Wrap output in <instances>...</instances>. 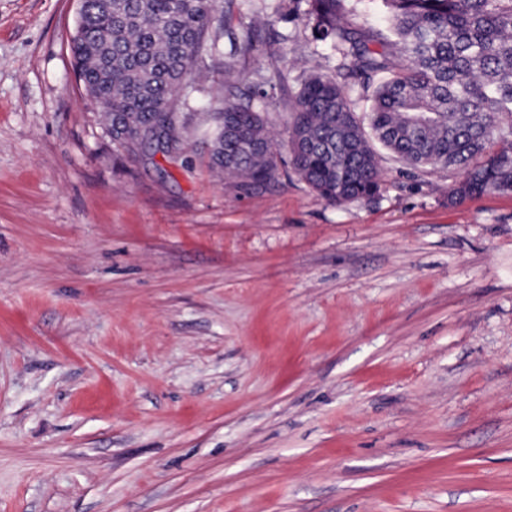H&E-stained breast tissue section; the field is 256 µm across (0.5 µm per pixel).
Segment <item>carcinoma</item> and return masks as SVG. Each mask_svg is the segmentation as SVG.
Wrapping results in <instances>:
<instances>
[{
  "mask_svg": "<svg viewBox=\"0 0 512 512\" xmlns=\"http://www.w3.org/2000/svg\"><path fill=\"white\" fill-rule=\"evenodd\" d=\"M221 0H87L72 53L79 80L112 140L133 150L161 130L167 152L184 138L197 76L233 70L209 33ZM313 38L378 78L361 115L342 74L310 73L292 98L290 162L321 197L341 204L377 195L371 141L413 168L461 179L450 202L512 192V0H381L387 25L357 31L352 0H307ZM211 167L255 184L274 179L273 138L253 97L234 83L212 112Z\"/></svg>",
  "mask_w": 512,
  "mask_h": 512,
  "instance_id": "carcinoma-1",
  "label": "carcinoma"
}]
</instances>
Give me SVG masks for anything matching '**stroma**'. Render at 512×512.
Returning a JSON list of instances; mask_svg holds the SVG:
<instances>
[{
	"mask_svg": "<svg viewBox=\"0 0 512 512\" xmlns=\"http://www.w3.org/2000/svg\"><path fill=\"white\" fill-rule=\"evenodd\" d=\"M306 9L223 0L255 49L167 157L113 142L77 0H0V512H512V193L383 150L378 195L320 197L289 96L343 60ZM228 80L267 185L209 166Z\"/></svg>",
	"mask_w": 512,
	"mask_h": 512,
	"instance_id": "stroma-1",
	"label": "stroma"
}]
</instances>
